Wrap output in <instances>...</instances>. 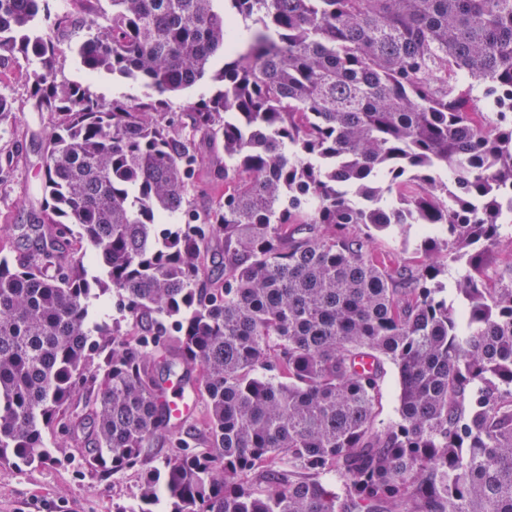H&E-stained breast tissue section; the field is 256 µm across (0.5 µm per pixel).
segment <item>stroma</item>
<instances>
[{"instance_id": "obj_1", "label": "stroma", "mask_w": 512, "mask_h": 512, "mask_svg": "<svg viewBox=\"0 0 512 512\" xmlns=\"http://www.w3.org/2000/svg\"><path fill=\"white\" fill-rule=\"evenodd\" d=\"M27 70V64L16 61L0 67V93L14 108L11 119L0 123V152L14 156L12 169L0 173V226L25 223L42 201L43 136L52 117L29 111ZM57 70L59 80L82 84L105 102L144 94L139 86L111 76L88 74L69 52L59 57ZM143 481V470L103 475L85 468L72 454L56 451L42 464L0 467V512H132Z\"/></svg>"}]
</instances>
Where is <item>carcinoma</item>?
<instances>
[{"mask_svg":"<svg viewBox=\"0 0 512 512\" xmlns=\"http://www.w3.org/2000/svg\"><path fill=\"white\" fill-rule=\"evenodd\" d=\"M77 2L46 27L50 0H0V61H38L31 111L59 117L41 210L0 242V466L51 438L109 474L160 440L138 512H512V253L485 263L512 223V0ZM64 41L145 98L58 80ZM202 142L224 195L200 210ZM410 224L438 233L377 252ZM110 293L136 331L94 339ZM161 365L196 375L203 428L169 425ZM418 236L419 228L417 224H412L403 235L397 233L377 234L375 246L383 252L393 254L399 260H409L413 257V243L417 241ZM123 312L120 310L119 301L113 294H106L99 298H91L89 301L88 328L92 337H96V328L112 325V322L122 320ZM398 387L397 371L390 365H385L384 389L378 406V420L387 423L397 417Z\"/></svg>","mask_w":512,"mask_h":512,"instance_id":"cac0c4a2","label":"carcinoma"}]
</instances>
